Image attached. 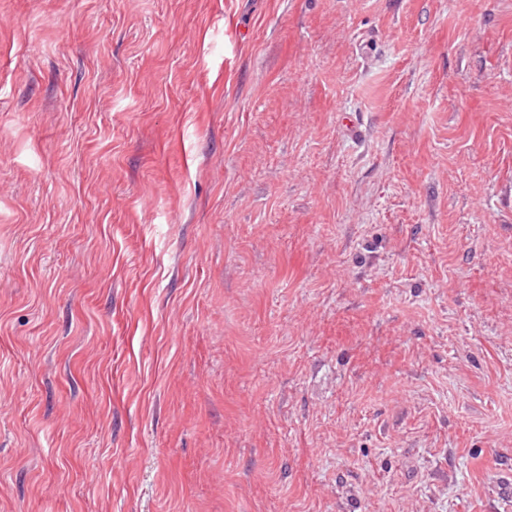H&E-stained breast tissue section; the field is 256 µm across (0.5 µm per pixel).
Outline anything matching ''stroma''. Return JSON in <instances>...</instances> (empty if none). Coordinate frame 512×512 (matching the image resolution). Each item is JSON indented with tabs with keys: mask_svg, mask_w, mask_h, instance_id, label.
Here are the masks:
<instances>
[{
	"mask_svg": "<svg viewBox=\"0 0 512 512\" xmlns=\"http://www.w3.org/2000/svg\"><path fill=\"white\" fill-rule=\"evenodd\" d=\"M0 512H512V0H0Z\"/></svg>",
	"mask_w": 512,
	"mask_h": 512,
	"instance_id": "1",
	"label": "stroma"
}]
</instances>
